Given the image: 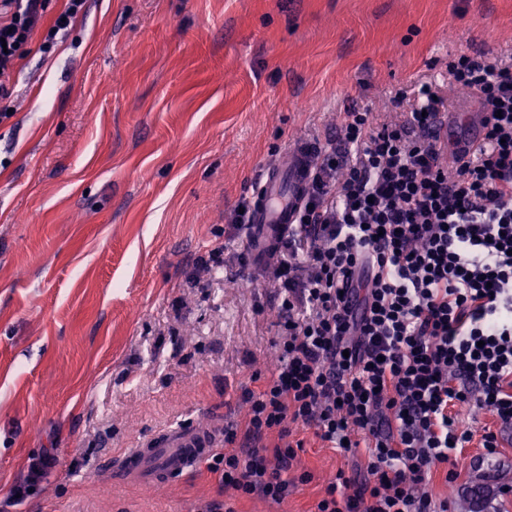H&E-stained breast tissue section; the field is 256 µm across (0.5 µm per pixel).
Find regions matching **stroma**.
<instances>
[{"label": "stroma", "instance_id": "stroma-1", "mask_svg": "<svg viewBox=\"0 0 512 512\" xmlns=\"http://www.w3.org/2000/svg\"><path fill=\"white\" fill-rule=\"evenodd\" d=\"M66 0H51L14 92L0 99V512H198L224 500V412L277 365L279 283L239 263L238 204L296 139H337L340 115L400 121L392 99L423 83L461 97L448 61L512 52V0H87L49 53ZM226 243L224 270L202 262ZM452 452L453 512H512V431L465 413ZM203 425L204 457L153 484L127 449ZM311 482L238 512H314L337 470L360 473L311 432ZM56 463L19 504L45 452Z\"/></svg>", "mask_w": 512, "mask_h": 512}]
</instances>
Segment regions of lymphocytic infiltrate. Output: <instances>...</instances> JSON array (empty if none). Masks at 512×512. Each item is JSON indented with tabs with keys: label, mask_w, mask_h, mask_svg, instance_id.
<instances>
[{
	"label": "lymphocytic infiltrate",
	"mask_w": 512,
	"mask_h": 512,
	"mask_svg": "<svg viewBox=\"0 0 512 512\" xmlns=\"http://www.w3.org/2000/svg\"><path fill=\"white\" fill-rule=\"evenodd\" d=\"M49 0H0V98ZM448 82L477 94L486 142L462 167L442 159L439 88L420 85L402 121L345 113L342 148L315 163L275 248L279 365L246 388L224 428L225 488L283 502L312 475L293 427L341 456L315 512H448L428 486L473 433L459 407L512 426V57L457 55ZM280 441L264 446L270 432Z\"/></svg>",
	"instance_id": "lymphocytic-infiltrate-1"
}]
</instances>
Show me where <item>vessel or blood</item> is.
<instances>
[{"instance_id": "1", "label": "vessel or blood", "mask_w": 512, "mask_h": 512, "mask_svg": "<svg viewBox=\"0 0 512 512\" xmlns=\"http://www.w3.org/2000/svg\"><path fill=\"white\" fill-rule=\"evenodd\" d=\"M475 107L468 99L453 100L440 115L444 158L450 167L468 162L484 142L486 115ZM317 149L315 142L295 141L265 169L252 205L250 239L255 269L265 266L282 230L294 222ZM208 436V429L202 426L178 430L130 449L124 462L140 479L160 482L201 459Z\"/></svg>"}]
</instances>
